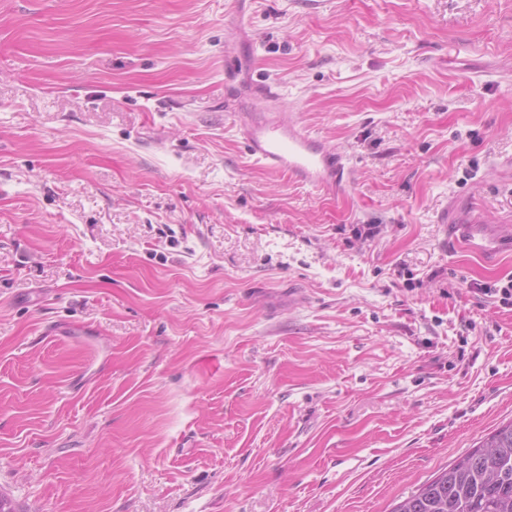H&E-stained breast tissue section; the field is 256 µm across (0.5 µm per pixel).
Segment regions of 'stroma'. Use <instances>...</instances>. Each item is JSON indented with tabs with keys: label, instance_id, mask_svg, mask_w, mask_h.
<instances>
[{
	"label": "stroma",
	"instance_id": "obj_1",
	"mask_svg": "<svg viewBox=\"0 0 512 512\" xmlns=\"http://www.w3.org/2000/svg\"><path fill=\"white\" fill-rule=\"evenodd\" d=\"M258 79L344 195L249 156ZM511 279L512 0H0L16 512H391L512 421ZM462 226L466 238L467 248L478 255H492L498 248L501 237L487 234L485 224L479 218H475Z\"/></svg>",
	"mask_w": 512,
	"mask_h": 512
}]
</instances>
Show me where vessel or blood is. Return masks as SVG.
Segmentation results:
<instances>
[{
    "label": "vessel or blood",
    "mask_w": 512,
    "mask_h": 512,
    "mask_svg": "<svg viewBox=\"0 0 512 512\" xmlns=\"http://www.w3.org/2000/svg\"><path fill=\"white\" fill-rule=\"evenodd\" d=\"M242 134L250 155L268 169L327 194L336 193L347 183L348 172L341 155L280 113L267 112L248 119L242 125ZM462 229L471 252L485 256L497 250L498 237L486 233L481 219L463 224Z\"/></svg>",
    "instance_id": "obj_1"
}]
</instances>
